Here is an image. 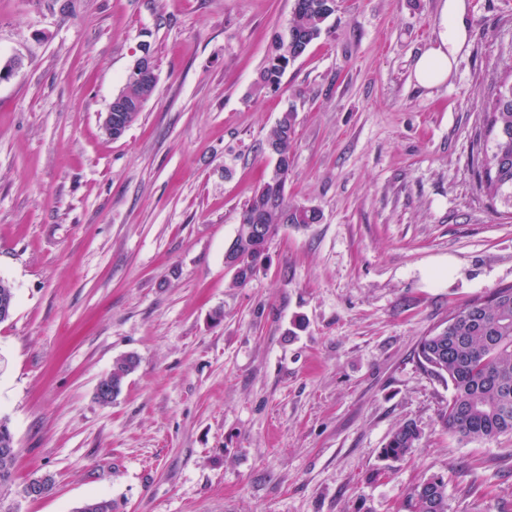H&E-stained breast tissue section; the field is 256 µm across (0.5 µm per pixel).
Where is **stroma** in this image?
I'll return each instance as SVG.
<instances>
[{"label":"stroma","mask_w":512,"mask_h":512,"mask_svg":"<svg viewBox=\"0 0 512 512\" xmlns=\"http://www.w3.org/2000/svg\"><path fill=\"white\" fill-rule=\"evenodd\" d=\"M468 48L416 84L442 0H339L277 89L257 87L294 0H0V512H405L439 474L448 512H512V436L442 423L422 336L512 285V208L476 187L482 102L512 0H466ZM157 87L118 139L99 117L142 54ZM293 111V204L267 266L224 251ZM139 358L108 405L121 355ZM414 423L412 454L379 455ZM52 489L25 496L26 482ZM273 240L269 241L268 250ZM268 250L266 251L265 257L254 267L250 269L248 262H246L240 255L226 251L224 254V265L228 271L232 272V277L237 286L241 287L248 284L253 277L248 279H241L242 276H250L256 274L262 267L265 266L266 259L268 257ZM241 279V280H235ZM2 448H11L4 452ZM16 448L14 436L6 419H0V487L12 481V464Z\"/></svg>","instance_id":"obj_1"}]
</instances>
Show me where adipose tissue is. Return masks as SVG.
I'll use <instances>...</instances> for the list:
<instances>
[{"instance_id":"ef3b65f1","label":"adipose tissue","mask_w":512,"mask_h":512,"mask_svg":"<svg viewBox=\"0 0 512 512\" xmlns=\"http://www.w3.org/2000/svg\"><path fill=\"white\" fill-rule=\"evenodd\" d=\"M468 34L465 0H444L435 40L415 61L416 82L426 88L444 84L457 54L467 43Z\"/></svg>"}]
</instances>
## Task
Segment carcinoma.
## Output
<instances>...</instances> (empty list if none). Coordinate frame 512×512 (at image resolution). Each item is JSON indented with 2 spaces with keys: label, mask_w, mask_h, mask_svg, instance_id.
Listing matches in <instances>:
<instances>
[{
  "label": "carcinoma",
  "mask_w": 512,
  "mask_h": 512,
  "mask_svg": "<svg viewBox=\"0 0 512 512\" xmlns=\"http://www.w3.org/2000/svg\"><path fill=\"white\" fill-rule=\"evenodd\" d=\"M285 34L277 36L274 51L260 72L261 89L278 88L290 63L299 58L298 49L308 47L327 31V22L335 13L329 0H294ZM502 77L485 103L484 150L478 171L479 190L490 200L505 198L512 203V43L500 49ZM140 110L112 113L113 136L124 135L138 119ZM269 138L275 139L286 157L294 153V114L283 113ZM288 180L265 179L241 213L232 244L246 251L243 225L260 222L274 234L282 226L318 224L321 212L301 211L288 202ZM9 281L0 278V322L8 320L15 299ZM421 365L433 376L450 385L453 396L443 414L445 425L459 438L468 441H493L512 436V286L497 288L477 297L448 319L447 325L421 339L418 346ZM138 358L133 354L115 359L109 381L120 394L126 378L135 370ZM418 428L406 422L389 436L380 454L386 459H401L416 447ZM16 448L7 420L0 419V486L12 481ZM406 512H448L446 483L432 476L409 494Z\"/></svg>",
  "instance_id": "carcinoma-1"
}]
</instances>
